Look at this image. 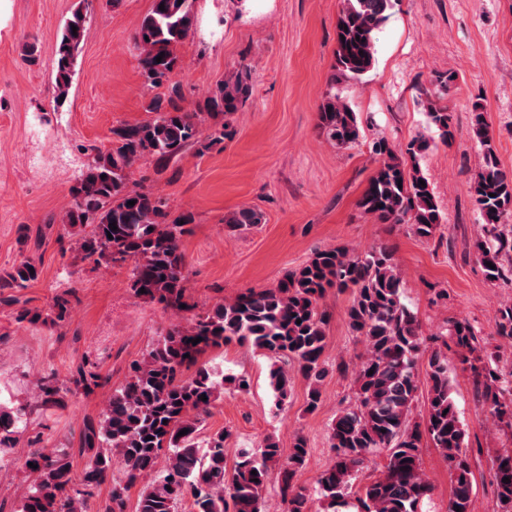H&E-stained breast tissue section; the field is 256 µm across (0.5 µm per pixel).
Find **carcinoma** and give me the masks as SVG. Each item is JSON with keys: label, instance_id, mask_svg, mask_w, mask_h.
I'll use <instances>...</instances> for the list:
<instances>
[{"label": "carcinoma", "instance_id": "obj_1", "mask_svg": "<svg viewBox=\"0 0 512 512\" xmlns=\"http://www.w3.org/2000/svg\"><path fill=\"white\" fill-rule=\"evenodd\" d=\"M336 32V71L345 79L358 80L375 62V31L386 19L394 0H344ZM193 0H153L135 34L143 86L148 90L170 82L177 65L175 48L191 33L194 25ZM164 9H159V6ZM88 7L80 0L63 26L56 50L55 104L68 97L74 75L76 54L84 41ZM77 30H72V27ZM162 57L156 62V57ZM248 75L227 74L224 81L201 103L188 110L179 104L178 86L171 87L169 108L160 110L157 100L149 109L156 117L139 125L112 130L109 147L95 149L92 162L77 186L73 202L62 223L79 228L76 245L82 258L93 263L131 265V290L181 310L187 272L180 250L182 237L193 223L189 213L174 215L166 199L128 187L131 169L147 157L164 169L190 144L201 149L224 142V123H217L202 135L200 116L218 118L236 112L246 97ZM430 124L440 138L453 137L452 114L448 106H427ZM473 131L483 150V167L470 186L481 217L482 240L477 244V261L490 281L512 283V236L505 227L512 219V178L501 169L495 146L487 131L483 107L473 106ZM319 127L326 139L338 146L357 140L356 113L336 94H328L319 107ZM430 148L420 135L399 153L385 140L377 142L375 153L382 156L369 186L358 201L364 214L382 224H408L414 234L430 237L442 217L424 179L417 156ZM135 201L129 206L127 202ZM262 214L242 207L226 219L238 229L262 223ZM116 224L112 230L110 224ZM495 268H489V265ZM41 269L22 261L0 276V300L15 303L4 291L20 290L35 282ZM329 288L350 292L346 311L351 333L362 338L365 355L359 364L336 365L341 377L354 374L357 404L339 411L330 428L333 463L317 478L318 492L328 508L357 503V512H421L431 485L420 466L422 439L439 449L453 479L448 512H473L475 488L466 430L451 397L448 360L438 350L426 351L425 338L414 314L401 299V275L392 251L374 248L355 255L345 248L318 251L299 268L288 272L277 285L224 302L194 315L158 340L147 358L134 362L125 384L112 393L106 409L96 422L83 430V448L88 461L80 477L71 470L64 448H38L25 466L35 475L16 512H88L94 489L112 473L120 460L126 480L112 486L111 504L104 512H125L127 493L136 482L145 484L135 512H178L179 505L192 499L195 512H265L263 495L269 469L279 467L280 496L284 512H309L308 497L294 484L296 472L307 461L309 450L302 436L293 440L287 458L273 441L258 453L241 450L232 468H227L224 432L197 441L199 427L229 384L237 389L249 384L243 376L216 377L198 358L206 350L236 341L288 359L295 373L283 368L271 371V385L278 400L288 396L293 376L308 385L307 411L321 403L319 383L326 374L325 350L328 316L319 302ZM145 293H140V290ZM71 314L65 295L55 298L50 320L63 322ZM498 336L512 342V304L499 309L494 318ZM456 345L470 354L478 351L479 337L465 320L451 324ZM202 338L197 344L190 340ZM427 356L429 391L421 420L413 419L417 392V361ZM469 365L482 405L506 427L512 428V386L500 385L495 356L463 357ZM195 368L192 376L184 372ZM207 400H202V397ZM21 410L0 407V447L16 438ZM184 435H179L182 430ZM386 452L380 474L357 481L368 457ZM162 471H157L160 458ZM511 482H503L504 478ZM494 496L497 512H512V453L497 455Z\"/></svg>", "mask_w": 512, "mask_h": 512}]
</instances>
